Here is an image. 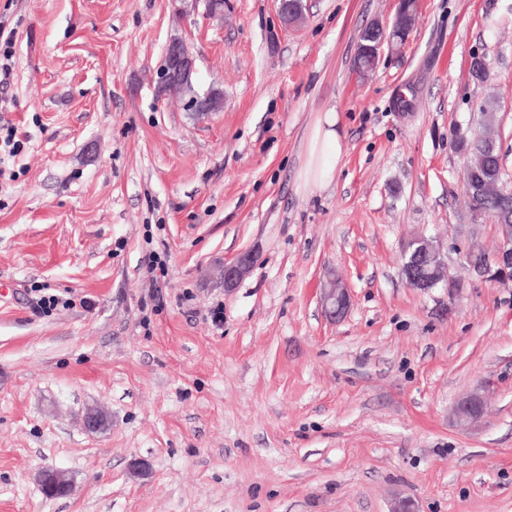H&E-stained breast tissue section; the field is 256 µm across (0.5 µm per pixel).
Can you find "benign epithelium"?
Instances as JSON below:
<instances>
[{
    "instance_id": "obj_1",
    "label": "benign epithelium",
    "mask_w": 512,
    "mask_h": 512,
    "mask_svg": "<svg viewBox=\"0 0 512 512\" xmlns=\"http://www.w3.org/2000/svg\"><path fill=\"white\" fill-rule=\"evenodd\" d=\"M196 77V58L191 48L183 41H171L165 51V64L160 72L158 92L166 95L172 91L184 90L193 86ZM213 90L208 89L193 95V116L201 118L213 112ZM503 249L499 264L512 258V224L500 225ZM254 257L249 252H241L234 259L224 263L222 275L224 288H234L251 270ZM402 275L408 286L420 291L433 288H448L455 285L450 275L448 263L440 251L423 237L411 239L404 250L401 266ZM321 307L325 315L333 320L344 319L351 308L349 289L339 281L331 280L322 289ZM485 407L484 398L477 392L471 393L456 403L452 416L462 424L477 421ZM108 423L107 416L97 410H89L84 415V426L90 432H97ZM61 474L48 472L44 475L43 486L50 497H64L69 494L70 486L60 485ZM389 512H418L415 500L402 491L392 495Z\"/></svg>"
}]
</instances>
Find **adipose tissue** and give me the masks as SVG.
Returning <instances> with one entry per match:
<instances>
[{
    "label": "adipose tissue",
    "instance_id": "ef3b65f1",
    "mask_svg": "<svg viewBox=\"0 0 512 512\" xmlns=\"http://www.w3.org/2000/svg\"><path fill=\"white\" fill-rule=\"evenodd\" d=\"M338 124L337 112L329 111L312 127L306 163L300 173L304 186H325L332 181L343 152Z\"/></svg>",
    "mask_w": 512,
    "mask_h": 512
}]
</instances>
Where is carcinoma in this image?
<instances>
[{"instance_id":"1","label":"carcinoma","mask_w":512,"mask_h":512,"mask_svg":"<svg viewBox=\"0 0 512 512\" xmlns=\"http://www.w3.org/2000/svg\"><path fill=\"white\" fill-rule=\"evenodd\" d=\"M415 15L416 3L408 0L388 27L373 22L363 29L354 59L358 73L363 75L373 71L368 50L375 40L386 35L396 46L404 42L406 34L413 32ZM481 112L485 115L481 127L472 135L459 139V148L466 154L463 182L470 189L469 206L474 211H483L499 224H512V198L508 199L500 192L504 167L500 146L495 144L499 140L494 126L495 103H486Z\"/></svg>"}]
</instances>
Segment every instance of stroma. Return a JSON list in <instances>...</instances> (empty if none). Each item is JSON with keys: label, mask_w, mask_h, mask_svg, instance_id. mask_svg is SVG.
Wrapping results in <instances>:
<instances>
[{"label": "stroma", "mask_w": 512, "mask_h": 512, "mask_svg": "<svg viewBox=\"0 0 512 512\" xmlns=\"http://www.w3.org/2000/svg\"><path fill=\"white\" fill-rule=\"evenodd\" d=\"M420 3L363 79L359 34L397 0H302L288 28L274 0H227L220 22L202 0H0V140L20 138L0 153V512H387L396 490L420 512H512V272L455 146L493 99L512 189V0ZM174 38L224 91L208 119L155 94ZM330 109L342 158L306 189ZM418 236L454 290L406 284ZM245 250L252 272L224 290L218 266ZM331 273L352 301L335 323ZM42 292L62 303L39 315ZM475 388L486 414L458 427ZM89 408L105 430H83ZM46 469L70 496H44ZM320 302L329 319L340 321L347 316L351 308L349 289L338 280H330L327 286L322 288Z\"/></svg>", "instance_id": "1"}]
</instances>
